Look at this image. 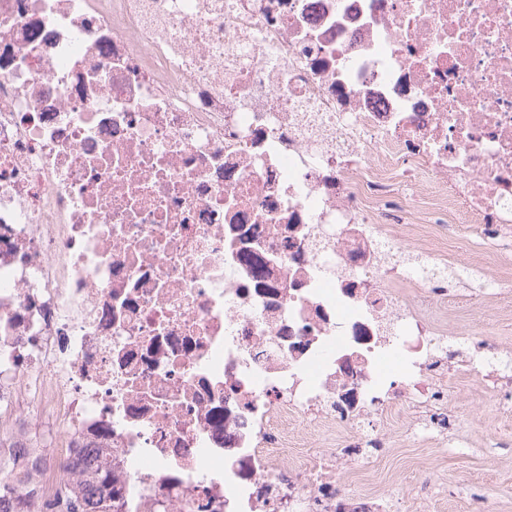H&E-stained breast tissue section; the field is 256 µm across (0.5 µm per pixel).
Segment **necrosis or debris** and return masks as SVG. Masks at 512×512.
<instances>
[{
  "instance_id": "1",
  "label": "necrosis or debris",
  "mask_w": 512,
  "mask_h": 512,
  "mask_svg": "<svg viewBox=\"0 0 512 512\" xmlns=\"http://www.w3.org/2000/svg\"><path fill=\"white\" fill-rule=\"evenodd\" d=\"M450 224L512 300V0H0V472L383 512L308 451L426 408Z\"/></svg>"
}]
</instances>
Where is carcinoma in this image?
Listing matches in <instances>:
<instances>
[{
  "label": "carcinoma",
  "mask_w": 512,
  "mask_h": 512,
  "mask_svg": "<svg viewBox=\"0 0 512 512\" xmlns=\"http://www.w3.org/2000/svg\"><path fill=\"white\" fill-rule=\"evenodd\" d=\"M72 465L82 467L97 475L100 488L82 493L73 488L67 478L59 481L56 499L47 512H121L119 492L112 487V477L107 462L93 465L80 456L74 457ZM0 512H27L24 509L22 492L10 476L0 473Z\"/></svg>",
  "instance_id": "obj_1"
}]
</instances>
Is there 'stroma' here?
<instances>
[{
	"mask_svg": "<svg viewBox=\"0 0 512 512\" xmlns=\"http://www.w3.org/2000/svg\"><path fill=\"white\" fill-rule=\"evenodd\" d=\"M468 231L465 224L449 225L444 253L448 350L437 360L449 372L466 369L479 354L512 358V309L468 299L472 279L494 273L497 262L482 246L474 252L459 250ZM463 267L469 268L471 280L458 277ZM511 389L512 381L503 377L492 388L467 378L453 384L451 401H435L422 421L409 422L411 438L381 428L354 448L324 450V458L336 465L337 490L381 495L388 512H512V416L499 415L489 402L491 391Z\"/></svg>",
	"mask_w": 512,
	"mask_h": 512,
	"instance_id": "obj_1",
	"label": "stroma"
}]
</instances>
